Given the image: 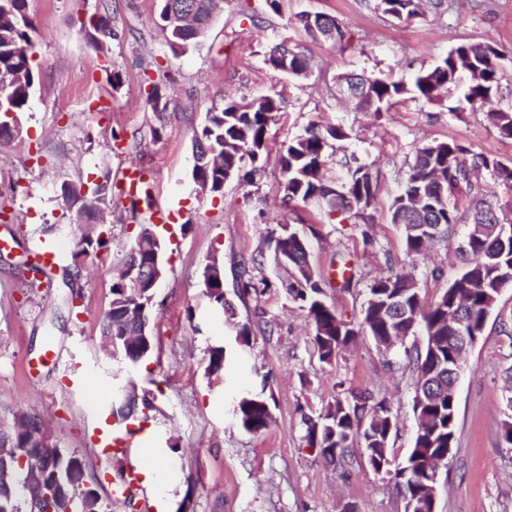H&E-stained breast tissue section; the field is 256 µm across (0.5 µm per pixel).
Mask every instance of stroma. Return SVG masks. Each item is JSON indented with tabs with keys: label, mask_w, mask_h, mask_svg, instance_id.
Listing matches in <instances>:
<instances>
[{
	"label": "stroma",
	"mask_w": 512,
	"mask_h": 512,
	"mask_svg": "<svg viewBox=\"0 0 512 512\" xmlns=\"http://www.w3.org/2000/svg\"><path fill=\"white\" fill-rule=\"evenodd\" d=\"M97 0H28L35 25L38 81L31 108L20 116L21 140L0 141V419L25 413L44 423L59 448L85 463V480L104 512H405L391 475L375 472L366 456L337 469L307 447L305 418H317L344 390L385 395L398 426L390 440L393 466L414 442L415 376L406 351L423 348L424 333L405 351L384 353L371 336L358 337L328 364L311 344L306 310L286 294V273L275 261L280 225L304 239L311 265L327 282V301L348 322H359L371 283L389 270L416 277L432 302L467 265L459 250L468 231L455 225L428 254H408L389 207L414 162L433 141L454 140L473 153L512 164V139L500 138L480 105L462 90L437 102L405 98L391 109L358 110L340 95L346 73L408 78L433 67L463 43H489L502 55L497 102L512 107V0H457L441 15L399 21L377 0H224L201 46L176 57L156 27V0H112L117 38L97 51L87 41ZM336 18L343 46L312 39L302 13ZM287 39L308 61L294 78L272 69L270 48ZM119 71L112 90L107 74ZM160 85L168 105L157 122L148 103ZM278 95L283 110L269 129V155L260 177L228 180L202 194L192 179V143L207 113L226 99ZM341 126L352 152L371 168L376 198L363 217L327 214L316 205L284 199L278 151L309 123ZM161 136H154V128ZM141 163L158 200L175 223L155 226L164 247L165 275L150 313L155 349L134 373L102 350V325L113 275L134 243L145 207H132L118 172ZM111 181L112 199L97 232L107 248L46 272L33 270L38 239L61 235L72 223L57 200L65 180ZM224 267V295L235 316L215 313L204 296L202 272L212 259ZM354 279L343 288L339 270ZM266 280L261 296H241L244 276ZM249 325V345L237 340ZM223 344L224 373L207 371L209 349ZM134 378L151 408L129 420L112 416V391ZM265 389L272 422L252 434L235 422L241 391ZM512 391V285L503 288L482 335L470 349L457 386L456 443L436 488V512H512V447L501 439ZM152 431L157 447L178 445L162 464L176 477L166 498L139 485L132 500L115 497L112 481L133 463L114 452L106 435Z\"/></svg>",
	"instance_id": "35a3bbf8"
}]
</instances>
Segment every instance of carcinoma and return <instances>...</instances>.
<instances>
[{"instance_id": "obj_1", "label": "carcinoma", "mask_w": 512, "mask_h": 512, "mask_svg": "<svg viewBox=\"0 0 512 512\" xmlns=\"http://www.w3.org/2000/svg\"><path fill=\"white\" fill-rule=\"evenodd\" d=\"M157 24L167 34V45L178 57L199 45L210 22V0H157ZM28 0H0V140L13 139L15 119L30 110L35 91L36 73L32 66L35 44L31 32L35 26L28 11ZM378 7L400 21L408 22L428 10L439 14L448 11L446 0H379ZM188 8L193 12L196 30L184 31L167 24L170 10ZM313 37L343 44L346 34L336 19L311 27L302 22ZM94 32L88 34L89 43L98 51L107 40L117 37L112 27L111 0H99L98 13L92 22ZM471 59L462 57V47L448 52L431 69L417 73L410 82L394 81L370 76L363 87L358 105L380 112L389 109L406 96L427 102L434 101L442 91L453 87L461 72L471 74L465 99L469 103L492 102L501 85L498 59L501 53L491 45L467 46ZM288 55L291 62L306 66V59L297 48L283 40L275 44L267 63L278 69L274 54ZM282 100L264 95L251 101H231L206 115L204 124L194 131L193 145L203 142L208 152L200 153L193 164L192 176L201 178L218 189L224 185L225 170L239 174L246 163L245 155L253 148L261 157L269 152L268 114L279 116ZM486 120L499 137L512 139V108H491ZM347 138L337 125L312 123L305 134L283 146L278 163L283 177L284 198L325 206L329 212L346 206L350 200L359 209L368 208L375 200L377 182L366 164L354 155L339 161L346 169V177L334 184L327 181L329 163L327 148L332 141ZM467 150L455 141H441L417 149L410 174L401 185L389 207L390 221L401 226L407 252L421 254L434 239L446 236L457 224L466 223L469 231L461 253L472 255L475 261L448 285L430 304L424 303L415 276L410 272L391 270L374 280L362 308L361 322L353 326L340 318L334 307L326 303V292L308 259L307 250L298 257L288 256L281 248V239H292L296 233L281 226L275 240V257L289 270L286 293L307 310L313 326L312 343L321 362L329 364L341 350L355 342L357 337L370 335L379 348L388 352L422 325L425 332L423 351H415L409 364L416 374L415 386L432 382L443 389L445 400L433 407H421L416 416L418 433L404 467L395 471V485L405 500H420L434 483L438 468L448 460V442L456 434V406L448 400L455 394L454 370L456 357H463L466 349L461 337L482 333L485 321L512 274V221L501 217L484 199L483 185L473 179L475 171H486L496 181L512 183V166L485 153L465 157ZM259 171L254 166L244 173L253 178ZM83 186L71 181L60 184L61 203L74 213L75 224L97 219L107 206L112 187L100 184L89 194ZM125 273L112 281V301L103 322V336L130 369L137 368L153 352L154 336L149 328V315L155 290L144 289L139 298L125 296L122 285ZM224 370V346L209 349L207 371L219 374ZM271 412L265 390L248 392L238 400L237 423L247 432L259 433L271 424ZM393 425L391 409L385 400L372 393L348 391L328 404L318 419L306 421L304 440L308 447L318 450L323 460L335 467L353 456L355 445L363 447L375 471H381L377 460L389 455ZM51 435L33 426L30 419L19 415L7 425L0 423V448H16L22 454L51 453ZM84 471L77 457L62 460L56 471L44 478L38 502L40 508L52 512H99L101 505L96 492L84 487V478L74 481L72 466ZM27 468L13 464L8 481L9 495L0 492V512H18L17 487L25 485Z\"/></svg>"}]
</instances>
